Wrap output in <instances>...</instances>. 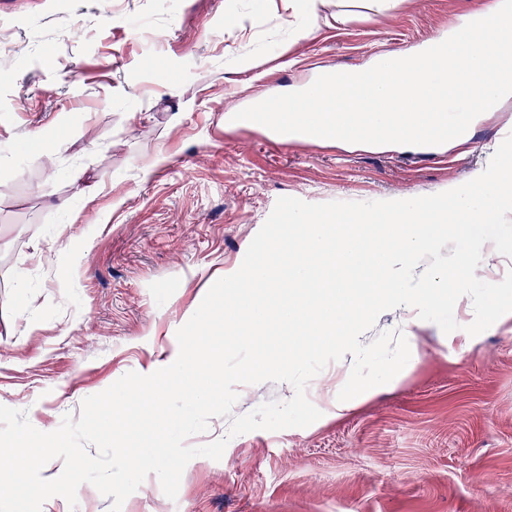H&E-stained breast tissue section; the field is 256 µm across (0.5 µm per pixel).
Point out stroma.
<instances>
[{"instance_id":"1","label":"stroma","mask_w":512,"mask_h":512,"mask_svg":"<svg viewBox=\"0 0 512 512\" xmlns=\"http://www.w3.org/2000/svg\"><path fill=\"white\" fill-rule=\"evenodd\" d=\"M489 5L321 0L303 20L284 0H0V405L51 432L125 373L171 364L279 198L419 197L480 175L512 101L454 147L294 144L225 115ZM411 331L396 387L336 419L337 380L315 376L322 416L304 428L231 438L211 418L189 443L228 438L222 458H193L173 500L148 476L121 512H512V325L466 346L431 322ZM236 391V416L294 395Z\"/></svg>"}]
</instances>
